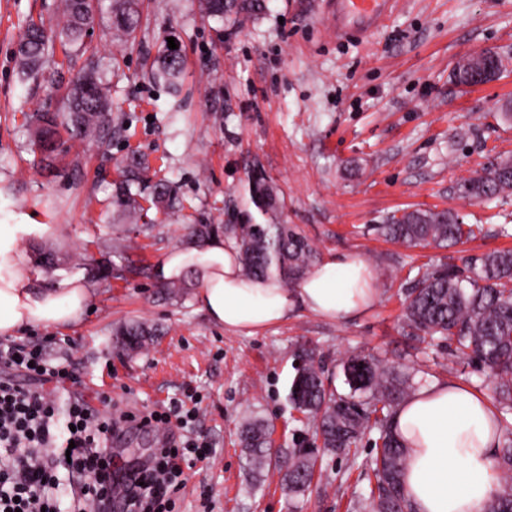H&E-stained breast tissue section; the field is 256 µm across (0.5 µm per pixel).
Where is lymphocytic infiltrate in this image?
<instances>
[{"label":"lymphocytic infiltrate","mask_w":512,"mask_h":512,"mask_svg":"<svg viewBox=\"0 0 512 512\" xmlns=\"http://www.w3.org/2000/svg\"><path fill=\"white\" fill-rule=\"evenodd\" d=\"M21 375L77 381L74 368L53 361L45 347L0 340V512H112L117 498L124 512H173L182 463L208 452L189 434V409L145 416V423L167 426L164 443L148 464L120 476L108 449L118 421L79 398L59 415L41 391L18 383Z\"/></svg>","instance_id":"lymphocytic-infiltrate-1"}]
</instances>
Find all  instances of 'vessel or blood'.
<instances>
[{"label":"vessel or blood","instance_id":"1","mask_svg":"<svg viewBox=\"0 0 512 512\" xmlns=\"http://www.w3.org/2000/svg\"><path fill=\"white\" fill-rule=\"evenodd\" d=\"M399 0H325V18L340 38H361L381 29Z\"/></svg>","mask_w":512,"mask_h":512}]
</instances>
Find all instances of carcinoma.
I'll return each mask as SVG.
<instances>
[{"instance_id":"1","label":"carcinoma","mask_w":512,"mask_h":512,"mask_svg":"<svg viewBox=\"0 0 512 512\" xmlns=\"http://www.w3.org/2000/svg\"><path fill=\"white\" fill-rule=\"evenodd\" d=\"M100 0H59L57 23L29 20L14 57L19 73L36 78L50 63L55 43L72 49L74 55L89 50L87 30ZM205 15L222 21L231 14L259 8L258 0H204ZM112 36L126 47L137 41L144 16V0H110ZM184 58L163 45L150 70L152 80L172 93L182 89ZM115 117L109 89L93 63L84 65L72 80L59 112L33 114L32 151L45 159L54 154L63 136L95 137L110 127ZM146 160L133 155L122 170L110 207L102 212L105 221L117 212L123 220L136 223L143 217L138 202L141 191L151 189L157 207L173 210L180 205L174 188L162 180L151 182ZM250 200L265 217L280 207L277 191L260 170L247 182ZM466 197L492 200L512 192V171L492 166L463 185ZM376 231L387 240L407 247L453 246L484 234L478 224H465L451 211L414 209L390 215ZM224 240L239 256L241 275L246 279L279 281L293 288L319 262L316 247L289 224H262L248 215L239 224L224 225ZM401 329L410 338L429 347L448 346L452 357L448 372L459 363L474 367L488 388L504 429L495 469L498 488L486 512H512V249H494L439 266L417 267L414 287L403 292ZM158 329L131 321L116 330L117 343L141 351L153 342ZM339 366L349 392L333 389L324 377L323 355L310 343L295 351V374L288 389L291 410L306 418V428L292 438L293 449L278 458L285 471L288 496L311 491L320 455L357 457L364 441L372 443L364 475L369 481L362 505L368 512H411L402 488L407 448L393 432V416L400 401L416 386L417 369L399 368L373 354H350ZM238 444L246 466L260 480L271 462L266 422L254 418L241 426Z\"/></svg>"}]
</instances>
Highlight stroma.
<instances>
[{"mask_svg":"<svg viewBox=\"0 0 512 512\" xmlns=\"http://www.w3.org/2000/svg\"><path fill=\"white\" fill-rule=\"evenodd\" d=\"M260 9L225 23L204 19L199 0H148L135 46L112 42L109 12L97 14L87 42L118 106L102 140H69L54 165L37 167L28 114L56 111L74 73L49 68L21 81L14 48L29 18L53 19L54 0H0V225L33 224L22 244L32 259L53 249V267L37 268L39 287L57 272L89 275L90 260L109 269L91 277L93 311L64 331L28 330L51 357H70L76 390L106 414L146 415L199 398L194 434L205 459L184 467L175 512H362L366 483L348 480L354 463L324 458L316 490L289 506L282 475L254 485L237 443L240 424L266 418L279 451L297 427L287 402L298 341L319 344L339 392L336 361L346 352L415 358L398 329L401 289L411 267L512 247V237H477L451 248H408L371 227L395 212L450 210L464 223L512 225V195L488 203L466 198L464 182L493 157L512 156V67L495 82L466 87L452 74L477 50L512 55V0H401L387 27L340 40L321 18L322 0H259ZM185 60L183 89L171 95L148 72L167 38ZM145 155L171 182L183 207L163 214L142 199L139 224L99 216L120 179L123 160ZM259 166L284 199L281 222L305 235L321 256L366 260L376 303L344 322L294 309L288 319L249 336L210 321L194 295L173 301L158 290L165 255L192 246L190 224H237L255 214L246 190ZM137 319L160 334L137 354L119 350L115 328ZM160 433L128 425L112 456L128 466L156 448Z\"/></svg>","mask_w":512,"mask_h":512,"instance_id":"obj_1","label":"stroma"}]
</instances>
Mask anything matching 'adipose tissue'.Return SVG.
I'll use <instances>...</instances> for the list:
<instances>
[{"label": "adipose tissue", "mask_w": 512, "mask_h": 512, "mask_svg": "<svg viewBox=\"0 0 512 512\" xmlns=\"http://www.w3.org/2000/svg\"><path fill=\"white\" fill-rule=\"evenodd\" d=\"M27 232L23 224L0 226L1 336L32 327L69 329L82 322L92 299L90 283L78 274L35 287L21 243ZM156 274L162 283L193 276L200 310L224 328L251 335L285 321L297 307L343 321L377 299L372 269L358 256L328 255L289 290L273 279H242L235 249L219 238L169 252ZM394 429L408 450L403 488L411 512H485L497 487L494 460L502 435L491 401L462 385L433 382L397 406Z\"/></svg>", "instance_id": "obj_1"}]
</instances>
